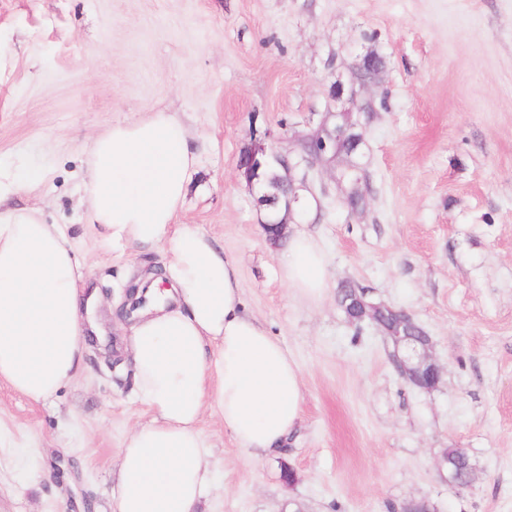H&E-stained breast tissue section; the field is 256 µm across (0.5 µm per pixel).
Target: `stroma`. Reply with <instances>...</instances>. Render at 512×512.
<instances>
[{"mask_svg": "<svg viewBox=\"0 0 512 512\" xmlns=\"http://www.w3.org/2000/svg\"><path fill=\"white\" fill-rule=\"evenodd\" d=\"M384 70L360 90L375 113L361 147L366 205L322 196L289 232L327 258L316 305L296 298L268 241L239 153L275 150L338 112L363 56ZM181 113L198 164L178 221L238 266L246 307L302 371L301 419L281 457L238 446L213 415L202 428L224 481L202 512H512V0H0V171L42 165L10 204L44 199L102 295L104 333L158 254L82 236L83 143L112 125ZM350 284L426 330L442 369L425 391L402 377L376 327L350 322ZM151 413L129 364L88 349L75 380L34 403L0 383V512H113L125 437ZM463 448L469 487L443 483V449ZM292 479H285L284 469Z\"/></svg>", "mask_w": 512, "mask_h": 512, "instance_id": "obj_1", "label": "stroma"}]
</instances>
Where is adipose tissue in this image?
<instances>
[{
  "mask_svg": "<svg viewBox=\"0 0 512 512\" xmlns=\"http://www.w3.org/2000/svg\"><path fill=\"white\" fill-rule=\"evenodd\" d=\"M190 138L177 113L159 112L87 143L85 232L113 248L164 255L161 274L136 277L148 304L120 327L117 351L152 418L123 442L114 512H197L218 487L205 413L264 456L282 453L301 417V369L246 309L236 263L175 221L198 163ZM43 176L27 168L0 183V381L36 403L80 371L102 303L85 292L87 274L59 225L45 223L40 206L3 203ZM281 266L293 294L322 298L327 260L311 236H292Z\"/></svg>",
  "mask_w": 512,
  "mask_h": 512,
  "instance_id": "adipose-tissue-1",
  "label": "adipose tissue"
}]
</instances>
